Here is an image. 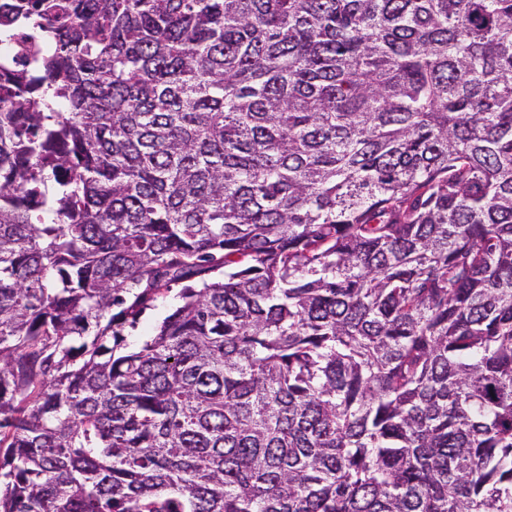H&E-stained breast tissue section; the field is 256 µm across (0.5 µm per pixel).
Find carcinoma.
Instances as JSON below:
<instances>
[{
	"mask_svg": "<svg viewBox=\"0 0 512 512\" xmlns=\"http://www.w3.org/2000/svg\"><path fill=\"white\" fill-rule=\"evenodd\" d=\"M16 28L0 512H512V0ZM187 285H193V282L184 281L171 284L170 289L158 298L154 306L144 310L134 327L126 324L123 331L125 343L135 346L153 336L163 318L179 304L182 288Z\"/></svg>",
	"mask_w": 512,
	"mask_h": 512,
	"instance_id": "cac0c4a2",
	"label": "carcinoma"
}]
</instances>
